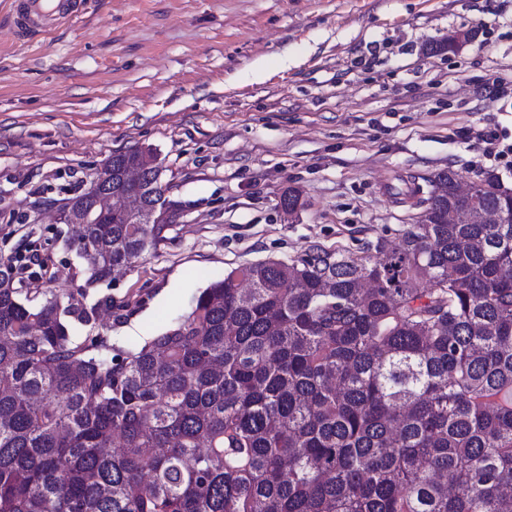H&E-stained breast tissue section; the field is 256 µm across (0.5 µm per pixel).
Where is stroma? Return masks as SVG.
Masks as SVG:
<instances>
[{
	"instance_id": "stroma-1",
	"label": "stroma",
	"mask_w": 512,
	"mask_h": 512,
	"mask_svg": "<svg viewBox=\"0 0 512 512\" xmlns=\"http://www.w3.org/2000/svg\"><path fill=\"white\" fill-rule=\"evenodd\" d=\"M83 2L24 37L0 0V254H48L31 289L82 285L55 201L153 149L182 212L91 290L112 299L97 329L115 346L165 332L239 265L398 244L421 213L403 190L442 169L512 186V0ZM458 31L471 41L445 50ZM290 187L304 206L287 216ZM157 161V156L150 149L132 148L124 152L115 153L112 157L103 165L100 170L94 174L92 179L89 181L88 186L80 193L67 198L64 200H80L89 197L94 189L96 179H100L109 173L110 166L112 165V174L116 170L134 168L151 171L154 167V163Z\"/></svg>"
}]
</instances>
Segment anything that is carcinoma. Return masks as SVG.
I'll return each instance as SVG.
<instances>
[{"mask_svg": "<svg viewBox=\"0 0 512 512\" xmlns=\"http://www.w3.org/2000/svg\"><path fill=\"white\" fill-rule=\"evenodd\" d=\"M150 149L109 170H152ZM392 246H313L210 283L191 311L116 349L86 289L24 287L0 265V512H512V197L485 173ZM138 206L80 224L85 283L165 238ZM280 204L304 206L296 188ZM508 224H480L471 211Z\"/></svg>", "mask_w": 512, "mask_h": 512, "instance_id": "obj_1", "label": "carcinoma"}]
</instances>
